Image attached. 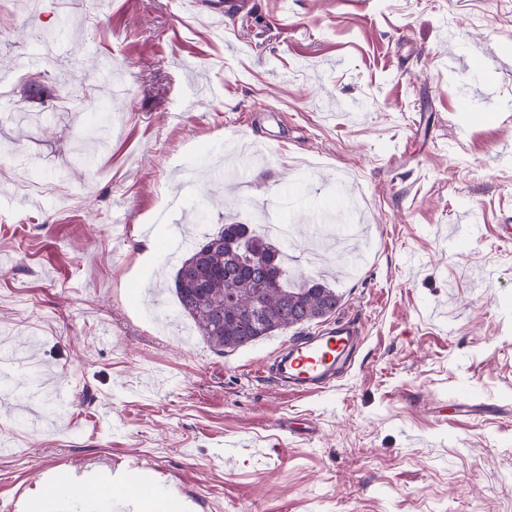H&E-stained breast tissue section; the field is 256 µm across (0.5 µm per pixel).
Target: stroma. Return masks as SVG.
Masks as SVG:
<instances>
[{"mask_svg":"<svg viewBox=\"0 0 512 512\" xmlns=\"http://www.w3.org/2000/svg\"><path fill=\"white\" fill-rule=\"evenodd\" d=\"M206 10L0 0V512L105 468L184 512H512V0ZM348 201L333 247L368 254L359 273L285 260L362 324L325 390L267 373L312 324L222 354L160 287L186 253L169 226L307 234Z\"/></svg>","mask_w":512,"mask_h":512,"instance_id":"obj_1","label":"stroma"}]
</instances>
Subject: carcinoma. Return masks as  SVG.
<instances>
[{
  "mask_svg": "<svg viewBox=\"0 0 512 512\" xmlns=\"http://www.w3.org/2000/svg\"><path fill=\"white\" fill-rule=\"evenodd\" d=\"M293 239L291 225L276 241L248 224L222 225L193 244L177 268L172 290L178 311L221 352L329 318L336 291L302 275L300 283L290 281L283 246Z\"/></svg>",
  "mask_w": 512,
  "mask_h": 512,
  "instance_id": "obj_1",
  "label": "carcinoma"
}]
</instances>
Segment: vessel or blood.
Returning a JSON list of instances; mask_svg holds the SVG:
<instances>
[{"instance_id":"b4317fda","label":"vessel or blood","mask_w":512,"mask_h":512,"mask_svg":"<svg viewBox=\"0 0 512 512\" xmlns=\"http://www.w3.org/2000/svg\"><path fill=\"white\" fill-rule=\"evenodd\" d=\"M358 345L354 322L337 320L318 333L293 339L275 359L273 374L281 386L294 392L326 388L350 363Z\"/></svg>"}]
</instances>
